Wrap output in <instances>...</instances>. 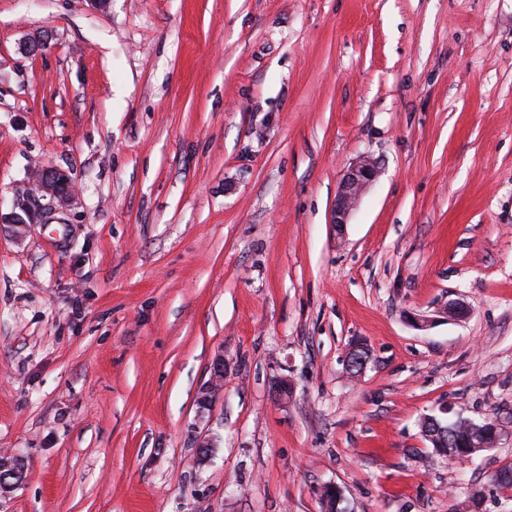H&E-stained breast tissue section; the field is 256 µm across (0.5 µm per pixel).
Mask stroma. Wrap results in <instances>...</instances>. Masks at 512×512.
I'll use <instances>...</instances> for the list:
<instances>
[{
    "label": "stroma",
    "mask_w": 512,
    "mask_h": 512,
    "mask_svg": "<svg viewBox=\"0 0 512 512\" xmlns=\"http://www.w3.org/2000/svg\"><path fill=\"white\" fill-rule=\"evenodd\" d=\"M47 166L65 223L0 224V512H512V0H0V198ZM443 409L506 433L448 462ZM378 174V164L369 156L363 157L347 171L336 196L333 224H336L337 228L341 229L348 224L360 195L375 181ZM225 363L223 355H217L210 364V379L203 385L197 395L200 411L210 410L212 404L224 392Z\"/></svg>",
    "instance_id": "35a3bbf8"
}]
</instances>
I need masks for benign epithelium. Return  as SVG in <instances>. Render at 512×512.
Wrapping results in <instances>:
<instances>
[{
    "mask_svg": "<svg viewBox=\"0 0 512 512\" xmlns=\"http://www.w3.org/2000/svg\"><path fill=\"white\" fill-rule=\"evenodd\" d=\"M377 162L369 156L363 157L345 174L339 187L333 223L342 228L364 189L378 177ZM75 199L71 178L57 167H45L37 176L29 191L13 199L7 213L0 211V224H12L23 229L29 224H51L55 216L72 205ZM224 355H217L210 364V379L197 395L200 411L210 409L224 392Z\"/></svg>",
    "mask_w": 512,
    "mask_h": 512,
    "instance_id": "7a95c632",
    "label": "benign epithelium"
}]
</instances>
